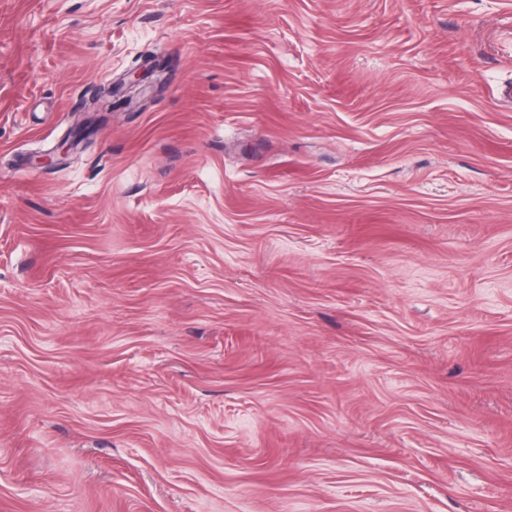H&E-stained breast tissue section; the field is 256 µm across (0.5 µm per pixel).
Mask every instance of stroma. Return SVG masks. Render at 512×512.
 Instances as JSON below:
<instances>
[{
	"instance_id": "stroma-1",
	"label": "stroma",
	"mask_w": 512,
	"mask_h": 512,
	"mask_svg": "<svg viewBox=\"0 0 512 512\" xmlns=\"http://www.w3.org/2000/svg\"><path fill=\"white\" fill-rule=\"evenodd\" d=\"M506 84L512 0H0V512H512Z\"/></svg>"
}]
</instances>
